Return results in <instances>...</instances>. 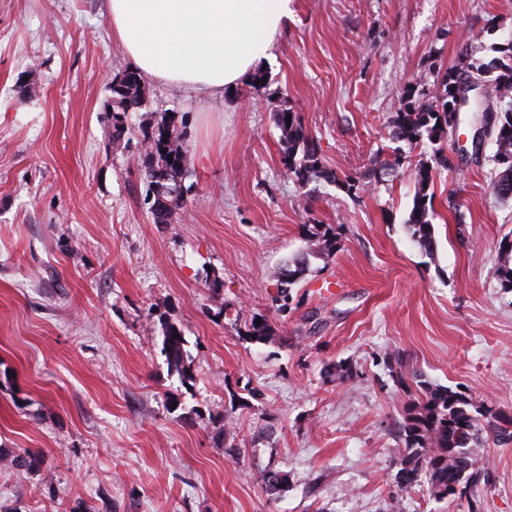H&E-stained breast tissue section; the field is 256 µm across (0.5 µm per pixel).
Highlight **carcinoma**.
Segmentation results:
<instances>
[{"label": "carcinoma", "instance_id": "1", "mask_svg": "<svg viewBox=\"0 0 512 512\" xmlns=\"http://www.w3.org/2000/svg\"><path fill=\"white\" fill-rule=\"evenodd\" d=\"M509 62L495 66L494 97L496 109L484 104L480 123L495 138L493 162L496 178L493 189L503 199L512 198V39L505 50ZM483 66L466 59L444 72L442 90L436 103L423 102L425 92L412 88L400 108L392 116V134L395 140L412 146L434 145L448 128L459 121V113L450 108L451 89L468 79H481ZM112 144L121 143L125 120L130 112L142 107L145 99V78L136 69H128L112 78ZM291 121H286V117ZM281 130L285 148L280 162L297 182L305 185L313 180H324L356 196L364 184L356 176L339 178L326 169L318 147L305 132L293 112L283 110L274 114ZM139 162L147 181L146 198L154 223L168 224L178 210L187 203L191 187L185 186L189 173L188 144L184 131L174 118L164 114L144 124ZM156 169L169 171L177 193L161 195L154 190L151 175ZM433 184V166L422 161L416 166L413 205L406 222L410 242L427 255L434 253L435 226L429 216L433 211L429 187ZM304 250L281 265L275 272L278 294L272 297L277 311L288 309L292 288L296 287L310 270L311 259H328L340 247L335 229L329 224L302 225ZM501 261L496 275L502 288L512 290V237H503L498 245ZM163 350L170 366L183 380L190 378L186 359L185 339L181 331L169 323L162 324ZM420 396L403 407L399 425L405 450L395 460L398 486L407 491L416 485L426 487L435 499L454 500L451 488L460 486L469 491L477 485L480 471L476 469L479 451L484 447L485 434L491 433L501 441L512 439L506 424H512V414L477 406L465 393L449 387L433 385L426 380L416 381Z\"/></svg>", "mask_w": 512, "mask_h": 512}]
</instances>
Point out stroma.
Segmentation results:
<instances>
[{"instance_id":"obj_1","label":"stroma","mask_w":512,"mask_h":512,"mask_svg":"<svg viewBox=\"0 0 512 512\" xmlns=\"http://www.w3.org/2000/svg\"><path fill=\"white\" fill-rule=\"evenodd\" d=\"M511 36L512 0H295L264 89L245 80L222 104L147 79L116 147L105 104L131 62L101 0H0V453L41 458L0 462V512H390L394 496L403 512H512V440L487 437L470 500L394 483L405 385L512 413L495 146L473 149L469 121L443 140L431 257L404 228L430 147L373 176L410 85L433 92L465 57L493 65ZM282 109L363 193L286 172ZM165 112L186 128L191 191L157 224L135 158ZM304 224L332 225L340 248L279 313L273 271ZM165 320L190 381L168 367ZM341 362L356 378L337 380Z\"/></svg>"}]
</instances>
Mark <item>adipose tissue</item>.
I'll use <instances>...</instances> for the list:
<instances>
[{"instance_id": "ef3b65f1", "label": "adipose tissue", "mask_w": 512, "mask_h": 512, "mask_svg": "<svg viewBox=\"0 0 512 512\" xmlns=\"http://www.w3.org/2000/svg\"><path fill=\"white\" fill-rule=\"evenodd\" d=\"M112 35L154 80L221 99L266 59L293 0H105Z\"/></svg>"}]
</instances>
